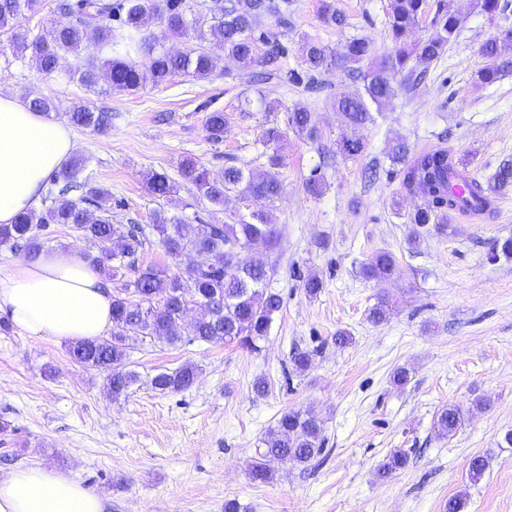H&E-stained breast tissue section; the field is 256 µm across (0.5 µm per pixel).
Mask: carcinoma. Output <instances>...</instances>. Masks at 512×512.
Masks as SVG:
<instances>
[{"label":"carcinoma","mask_w":512,"mask_h":512,"mask_svg":"<svg viewBox=\"0 0 512 512\" xmlns=\"http://www.w3.org/2000/svg\"><path fill=\"white\" fill-rule=\"evenodd\" d=\"M37 0H0V30L6 29L26 11L34 10ZM290 0H210L207 10L212 23L202 27L188 13L185 0H62L60 9L70 17L66 25L45 26L38 33L15 32L13 48L24 54L31 52L37 68L52 75L68 68L70 78L85 87L104 79L112 91H135L148 84L159 85L178 74L206 79L217 69V58L200 45L187 52L171 53L147 36L144 27L151 21L160 24L173 37L193 36L200 42L213 41L224 49V56L245 68H260L256 76L266 80L283 70L288 48L274 30L257 32L256 19L269 15L281 25L288 20ZM427 0H388V32L392 44L389 52L379 55L372 44L362 38H351L340 48L306 41L301 46L307 66L308 85L316 81L321 70L334 67L347 72L360 83L353 93L336 95V111L353 127L373 124V107H379L395 95V76L404 84L417 80L421 64L440 61L448 46L457 39L462 16L436 4L431 19L432 32L412 43L405 42L409 32L418 27L427 11ZM319 17L331 27L346 24V15L334 0H320ZM84 43L95 45L97 54L79 58ZM484 59L477 71V81L492 85L512 72V30L500 31L488 38L480 48ZM76 64L67 66L68 58ZM74 124L104 134L110 125L106 112L81 105L72 112ZM224 112L207 115L206 130L214 142L224 140ZM289 128L300 136L314 140L319 135L315 113L296 105L288 113ZM392 164L401 166L402 187L406 193L421 198L410 214L415 229L409 245L431 231L436 218L453 212L491 210L496 195L512 187V160H503L485 182L472 179L458 169L445 148L413 153L398 141L389 151ZM268 169L254 172L227 166L219 179L209 177L207 170L191 158L181 164V175L196 186L200 195L214 204H223L230 196H249L272 202L281 192L276 169L282 166L277 152L267 155ZM84 162H73L60 173L59 193L82 190L80 198L64 200L44 212L29 211L13 224H0V246H22L36 256L48 246L46 231L52 224H63L97 247L88 253L112 289V334L107 338L80 341L69 349L72 360L79 364L107 371V387L112 397L127 394L139 378L127 368L129 351L137 342L157 339L169 345L190 335L193 342L234 344L251 352L260 350L258 342L267 339L273 315L280 311V294L268 288L271 271L240 259L243 249L256 240L275 247L280 231L269 223L261 211L241 217L231 224H198L192 234L181 231L173 217L161 213L154 216L152 230L170 258L190 246L214 256L218 265H200L183 272L169 273L139 263L145 239L142 228L130 224L125 228L112 223L109 215L111 193L86 179L78 181ZM464 180L468 190L456 195L452 183ZM149 189L158 196H170L177 186L163 174L148 179ZM99 211L93 217L89 207ZM396 259L389 251H380L361 265L360 274L368 281L383 283L394 273ZM200 302L203 313L192 331L185 332L184 317L189 307L187 293ZM196 380V367L184 364L173 371H161L151 378V385L160 392L189 389ZM462 421L458 407L444 408L436 419V428L443 437L456 433ZM258 458L248 465L250 479L267 483L273 479L271 463L307 465L323 452L322 421L306 410L284 412L263 439ZM408 454L392 451L378 468V475L387 478L404 468Z\"/></svg>","instance_id":"obj_1"}]
</instances>
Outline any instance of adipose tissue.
Returning a JSON list of instances; mask_svg holds the SVG:
<instances>
[{
	"label": "adipose tissue",
	"mask_w": 512,
	"mask_h": 512,
	"mask_svg": "<svg viewBox=\"0 0 512 512\" xmlns=\"http://www.w3.org/2000/svg\"><path fill=\"white\" fill-rule=\"evenodd\" d=\"M76 149L69 125L0 95V224L36 207ZM0 313L38 338L95 339L112 327V289L80 249L55 250L0 270ZM0 512H106L104 496L42 465L0 475Z\"/></svg>",
	"instance_id": "adipose-tissue-1"
}]
</instances>
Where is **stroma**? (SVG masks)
<instances>
[{
    "label": "stroma",
    "instance_id": "obj_1",
    "mask_svg": "<svg viewBox=\"0 0 512 512\" xmlns=\"http://www.w3.org/2000/svg\"><path fill=\"white\" fill-rule=\"evenodd\" d=\"M464 23L440 62L414 86H400L364 129L344 124L333 106L336 93L354 91L344 71L317 77V89L288 79L304 72L300 47L314 41L336 48L359 36L377 53L390 50L388 0H335L346 28L326 26L319 0H293L281 39L288 46L286 73L259 85L248 71L220 57L205 80L186 75L134 92H113L105 83L88 88L66 72L44 75L30 55L11 47L12 31L37 33L64 21L58 0H38L10 31H0V94L19 100L50 98L53 118L68 120L73 106L108 112L111 125L98 134L74 128L83 177L112 194V221L146 228L143 264L168 271V258L150 226L155 213L178 216L194 226L261 209L281 232L275 249L256 244L246 259L272 268L269 286L283 298L260 352L221 343L146 341L132 350L130 369L140 380L128 396L112 398L106 374L73 362L68 344L0 329V473L19 465L59 469L103 494L108 512H224L237 500L243 512H446L449 498L463 495L462 512H512V255L492 256L496 241L512 237V189L500 194L492 213L475 219L449 215L447 229L410 246L408 215L418 200L404 192L388 158L397 139L415 150L445 148L479 180L512 158V72L483 86L479 48L500 28H512V0L488 20L479 0H443ZM266 94L277 111H243L244 98ZM305 106L317 115L320 135L308 140L288 131V111ZM223 111L226 132L212 142L207 115ZM285 131L276 146L262 142L270 126ZM359 138L362 154L344 157L337 143ZM283 165L280 196L271 203L231 197L223 206L202 198L181 176L194 159L210 177L227 165L266 168L269 153ZM325 181L310 195L312 171ZM177 186L168 197L147 189L151 174ZM386 250L397 260L383 285L362 278L360 263ZM323 287L317 296L302 288L308 276ZM386 301L385 323L368 312ZM351 336L346 347L337 332ZM311 363L296 372L293 358ZM197 368L192 387L160 392L150 380L183 364ZM410 380L396 387V368ZM270 388L257 395L253 382ZM455 405L462 423L444 438L437 413ZM310 410L323 422L324 451L312 464H275L270 482L251 481L247 464L285 411ZM404 450L407 466L379 478L390 451ZM488 458L479 481L469 464Z\"/></svg>",
    "mask_w": 512,
    "mask_h": 512
}]
</instances>
